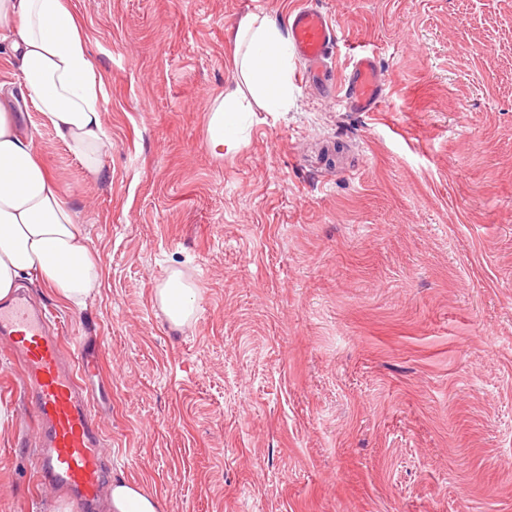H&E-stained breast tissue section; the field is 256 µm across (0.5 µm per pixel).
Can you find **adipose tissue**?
Here are the masks:
<instances>
[{"mask_svg": "<svg viewBox=\"0 0 512 512\" xmlns=\"http://www.w3.org/2000/svg\"><path fill=\"white\" fill-rule=\"evenodd\" d=\"M233 40L244 85L227 90L210 108L208 145L218 157L244 142L245 98L271 110L288 96L291 42L276 20L245 15ZM0 45L8 47L15 67L13 87L0 82V300L28 281L81 309L100 286L101 267L78 211L61 195L33 139L21 133L3 99L18 95L33 101L87 176L100 175L112 141L88 37L70 0H0ZM156 297L174 325L194 312L192 289L181 271L169 274Z\"/></svg>", "mask_w": 512, "mask_h": 512, "instance_id": "obj_1", "label": "adipose tissue"}]
</instances>
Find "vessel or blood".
I'll return each mask as SVG.
<instances>
[{"label": "vessel or blood", "instance_id": "b4317fda", "mask_svg": "<svg viewBox=\"0 0 512 512\" xmlns=\"http://www.w3.org/2000/svg\"><path fill=\"white\" fill-rule=\"evenodd\" d=\"M290 40L307 70L305 83L324 84L325 62L337 40L332 21L310 0L288 17ZM383 80L371 55L352 64L342 97L354 112L377 111ZM0 344L21 368V382L36 413L40 477L65 492L73 512H89L111 456L97 420L90 379L99 373V347L80 337L66 348L47 310L20 294L0 304Z\"/></svg>", "mask_w": 512, "mask_h": 512}]
</instances>
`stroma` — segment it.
Instances as JSON below:
<instances>
[{
	"label": "stroma",
	"mask_w": 512,
	"mask_h": 512,
	"mask_svg": "<svg viewBox=\"0 0 512 512\" xmlns=\"http://www.w3.org/2000/svg\"><path fill=\"white\" fill-rule=\"evenodd\" d=\"M335 84L252 105L215 157L206 114L239 79L228 31L296 0H71L105 94L98 179L33 102L19 121L86 223L106 478L160 512H512V0H313ZM374 52L385 96L342 83ZM178 269L195 312L156 300ZM20 368L0 351V512H48ZM382 86L374 56L361 55L352 64L342 101L353 112L377 111L384 97Z\"/></svg>",
	"instance_id": "1"
}]
</instances>
